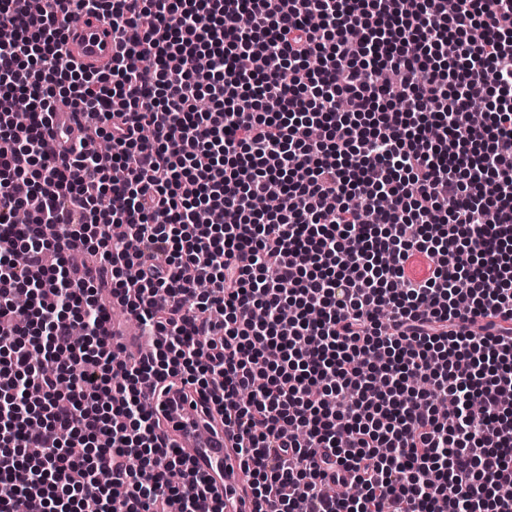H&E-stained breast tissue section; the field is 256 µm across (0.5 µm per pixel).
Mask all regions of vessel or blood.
Returning <instances> with one entry per match:
<instances>
[{
    "label": "vessel or blood",
    "mask_w": 512,
    "mask_h": 512,
    "mask_svg": "<svg viewBox=\"0 0 512 512\" xmlns=\"http://www.w3.org/2000/svg\"><path fill=\"white\" fill-rule=\"evenodd\" d=\"M68 48L86 69H99L115 50L112 28L102 18L80 16L68 34ZM199 400L193 387H183L181 396L164 403L159 412L163 428L221 498L224 512H254L250 479L239 463L236 441L219 421L200 413Z\"/></svg>",
    "instance_id": "vessel-or-blood-1"
}]
</instances>
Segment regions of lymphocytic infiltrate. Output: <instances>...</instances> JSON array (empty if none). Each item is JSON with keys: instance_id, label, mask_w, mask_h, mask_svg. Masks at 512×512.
Masks as SVG:
<instances>
[{"instance_id": "lymphocytic-infiltrate-1", "label": "lymphocytic infiltrate", "mask_w": 512, "mask_h": 512, "mask_svg": "<svg viewBox=\"0 0 512 512\" xmlns=\"http://www.w3.org/2000/svg\"><path fill=\"white\" fill-rule=\"evenodd\" d=\"M54 3L0 0V512H223L181 382L254 512H512V0ZM72 56L88 70H97L112 59V27L104 19L82 15L68 33ZM180 387L182 395L172 402L162 398L163 409L159 412L170 443L180 449L206 479L212 493L221 498L224 512H253L250 479L239 463L236 440L218 420L200 413V396L193 387Z\"/></svg>"}]
</instances>
